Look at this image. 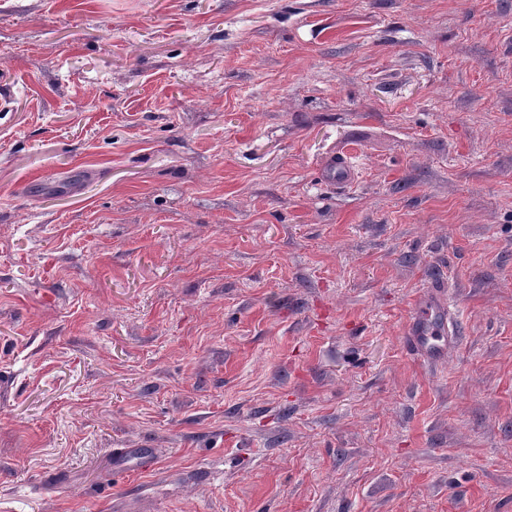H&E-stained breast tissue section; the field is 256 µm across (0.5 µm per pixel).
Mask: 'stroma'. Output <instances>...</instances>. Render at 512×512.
I'll use <instances>...</instances> for the list:
<instances>
[{"instance_id":"stroma-1","label":"stroma","mask_w":512,"mask_h":512,"mask_svg":"<svg viewBox=\"0 0 512 512\" xmlns=\"http://www.w3.org/2000/svg\"><path fill=\"white\" fill-rule=\"evenodd\" d=\"M0 512H512V0H0Z\"/></svg>"}]
</instances>
